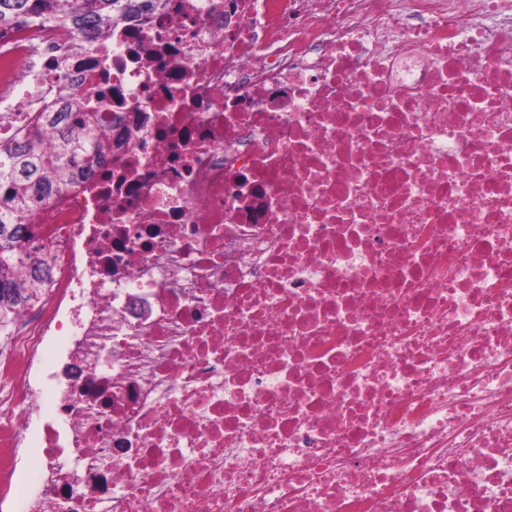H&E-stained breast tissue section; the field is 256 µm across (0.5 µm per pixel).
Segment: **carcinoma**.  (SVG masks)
I'll return each instance as SVG.
<instances>
[{
	"mask_svg": "<svg viewBox=\"0 0 512 512\" xmlns=\"http://www.w3.org/2000/svg\"><path fill=\"white\" fill-rule=\"evenodd\" d=\"M34 2L51 14H63L78 29L115 25L129 13L149 12L157 4V0H0V27L28 12ZM48 121L57 131L52 152L39 136L0 144V324L16 302L15 272L29 239V225L19 219L34 203L58 193L63 178L76 175L105 152L104 137L95 134L85 118L51 112Z\"/></svg>",
	"mask_w": 512,
	"mask_h": 512,
	"instance_id": "1",
	"label": "carcinoma"
}]
</instances>
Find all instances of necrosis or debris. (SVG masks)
<instances>
[{
    "label": "necrosis or debris",
    "mask_w": 512,
    "mask_h": 512,
    "mask_svg": "<svg viewBox=\"0 0 512 512\" xmlns=\"http://www.w3.org/2000/svg\"><path fill=\"white\" fill-rule=\"evenodd\" d=\"M47 112L108 148L24 218L11 512H512V0L37 8L0 141Z\"/></svg>",
    "instance_id": "necrosis-or-debris-1"
}]
</instances>
